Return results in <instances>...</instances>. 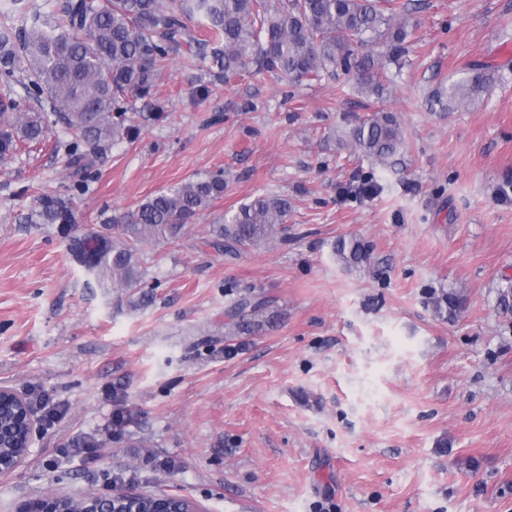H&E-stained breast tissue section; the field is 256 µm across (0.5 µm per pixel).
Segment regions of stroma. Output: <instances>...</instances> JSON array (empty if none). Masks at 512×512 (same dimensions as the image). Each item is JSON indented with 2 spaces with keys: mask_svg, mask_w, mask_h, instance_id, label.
<instances>
[{
  "mask_svg": "<svg viewBox=\"0 0 512 512\" xmlns=\"http://www.w3.org/2000/svg\"><path fill=\"white\" fill-rule=\"evenodd\" d=\"M415 30L382 96L353 73L283 84L211 69L188 22L135 139L77 171L73 133L0 157V387L36 420L0 475V512L47 494L179 495L200 512H512V0H400ZM488 91H438L471 63ZM396 117L401 161L354 157L350 128ZM223 172L222 198L177 242L151 241L141 288L102 286L69 255L80 227L33 224L64 195L103 224ZM286 196V231L224 258L225 212ZM367 242L347 268L338 237ZM464 300L457 317L432 297ZM273 321L237 334L239 294Z\"/></svg>",
  "mask_w": 512,
  "mask_h": 512,
  "instance_id": "obj_1",
  "label": "stroma"
}]
</instances>
